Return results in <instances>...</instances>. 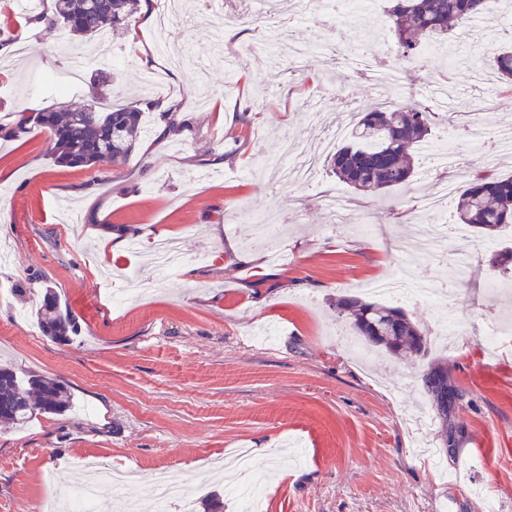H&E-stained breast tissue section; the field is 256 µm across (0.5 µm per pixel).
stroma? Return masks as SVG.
Masks as SVG:
<instances>
[{"mask_svg": "<svg viewBox=\"0 0 512 512\" xmlns=\"http://www.w3.org/2000/svg\"><path fill=\"white\" fill-rule=\"evenodd\" d=\"M299 8L293 0L285 20L303 42L385 41L380 58L403 68L414 99L430 81L447 79L455 131L477 119L512 128V87L470 78L473 67H490L492 48L449 35L459 64L448 75L440 56L398 55L388 23L341 27ZM132 29L135 47L127 41ZM179 31L204 54L222 43L234 68L217 58L202 75L170 66L155 47L154 21L140 12L108 30V46L85 49L87 75L93 57L112 54L113 105L157 103L176 109L181 123L165 132L151 112L118 166H61L49 131L7 132L19 117L58 107L46 77L70 65L59 47L78 41L66 29L24 25L9 68L0 70V251L10 258L0 267V364L59 382L73 401L72 411L0 428V512H34L40 498L72 483L87 457L137 469L138 498L158 468L177 472L191 496L172 512H204L214 494L224 512H239L225 493L235 477L217 481L200 460L242 447L252 451L248 479L266 489L265 512H484L474 486L486 488L497 512H512V336L491 361L476 337L488 311L512 309V298L485 291L508 277L491 257L512 246V230L482 245L470 231L449 239V255H476L472 276L457 287L463 333L454 346L438 337L434 309L409 304L426 355L349 351L339 297L361 296L369 281L401 271L437 288L447 277L441 262L419 265L398 249L407 235L437 232L421 208L436 177L415 154L412 180L381 197L343 189L324 161L319 184L305 188L277 184L271 165L283 138L333 134L337 93L350 111L367 112L391 101V91L331 72L318 52L302 70L287 55L270 58L254 0H192ZM331 192L349 200L350 222L328 223L320 198ZM266 209L284 221L286 262L246 256L252 226L239 215ZM366 218L384 225L382 237L357 234ZM163 237L178 239L184 254L166 278L146 253L129 249L131 241ZM127 269L144 294L116 307L107 278ZM47 284L76 321L69 340L40 328ZM436 363L464 392L438 478L418 457L407 424L435 414L422 376Z\"/></svg>", "mask_w": 512, "mask_h": 512, "instance_id": "35a3bbf8", "label": "stroma"}]
</instances>
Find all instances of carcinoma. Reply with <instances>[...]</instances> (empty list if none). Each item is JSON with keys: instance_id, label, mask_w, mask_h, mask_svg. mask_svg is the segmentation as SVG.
<instances>
[{"instance_id": "cac0c4a2", "label": "carcinoma", "mask_w": 512, "mask_h": 512, "mask_svg": "<svg viewBox=\"0 0 512 512\" xmlns=\"http://www.w3.org/2000/svg\"><path fill=\"white\" fill-rule=\"evenodd\" d=\"M139 0H55L54 12L27 20L62 24L79 38H92L112 24L118 26L134 13ZM493 11V0H391L388 12L396 36L397 52L408 56L421 41L440 42L456 26ZM498 80L512 83V47L503 46L493 60ZM438 113L412 102L378 106L361 113L347 143L328 155L336 180L355 191L387 193L407 184L414 173L410 149L427 141ZM49 129L54 135V159L65 166L90 167L109 158L122 163L132 154L143 132V111L136 105L120 108L64 107L39 112L22 122ZM458 223L475 229L478 237L492 240L512 226V176L482 168L468 176L456 198ZM338 314L349 320L352 331L366 344L392 354L426 351V338L404 309L356 296L336 300ZM43 331L66 340L75 332L73 319L58 309L53 288H43L38 309ZM425 391L441 427L448 436V410L463 398L448 382V369L431 368L423 377ZM71 408L70 397L58 383L29 376L22 379L9 367H0V423L16 427L37 414H61Z\"/></svg>"}]
</instances>
